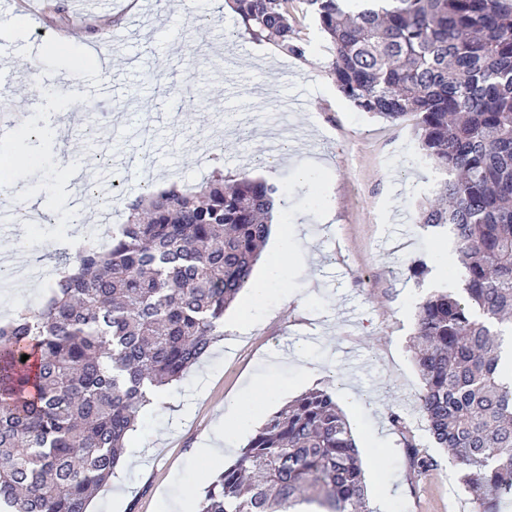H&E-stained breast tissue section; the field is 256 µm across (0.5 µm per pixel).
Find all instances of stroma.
Wrapping results in <instances>:
<instances>
[{
  "label": "stroma",
  "mask_w": 512,
  "mask_h": 512,
  "mask_svg": "<svg viewBox=\"0 0 512 512\" xmlns=\"http://www.w3.org/2000/svg\"><path fill=\"white\" fill-rule=\"evenodd\" d=\"M153 0L132 17L129 0H105L78 12L73 0L15 5L22 33L0 36L4 100L28 99L23 123L0 138V179L24 183L49 224H14L0 233L12 276L0 279V322L44 304L58 253L75 230L98 236L97 223L74 227L69 201L77 161L104 157L98 188L121 180L125 196L143 185H197L214 170L280 188L275 225L296 231V260L285 289L253 312L249 329L215 343L184 378L168 385L129 435L136 458L100 489L93 512H161L163 503L197 512L208 478L223 462L201 456L205 436L222 431L264 380L280 393L256 420L230 436L241 449L281 406L312 389L333 393L356 432L370 499L384 512H471L458 468L436 447L418 411L421 379L412 359L417 306L435 288L455 284L459 261L445 233L413 224L430 198L435 170L422 160L413 122L394 125L357 111L328 73L332 45L310 17L301 24L306 59L271 49L253 61L250 41L231 11L212 21L206 52L196 55L197 6L212 0ZM69 39L66 51L54 36ZM111 69L77 67L90 43ZM37 70H30V62ZM407 419L421 454L438 465H410L390 411Z\"/></svg>",
  "instance_id": "1"
}]
</instances>
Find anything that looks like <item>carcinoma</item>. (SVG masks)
Returning <instances> with one entry per match:
<instances>
[{
    "label": "carcinoma",
    "mask_w": 512,
    "mask_h": 512,
    "mask_svg": "<svg viewBox=\"0 0 512 512\" xmlns=\"http://www.w3.org/2000/svg\"><path fill=\"white\" fill-rule=\"evenodd\" d=\"M225 0L243 32L303 59L297 13L330 38L353 107L414 121L436 170L423 229L448 231L461 290L418 306L419 410L462 466L472 512L512 502V0ZM279 188L218 169L126 202L106 244L86 239L39 308L0 324V509L86 512L115 474L147 393L180 380L224 335ZM28 359L21 361V356ZM413 468L436 461L404 438ZM367 512L359 450L327 390L285 404L211 479L199 512Z\"/></svg>",
    "instance_id": "1"
}]
</instances>
